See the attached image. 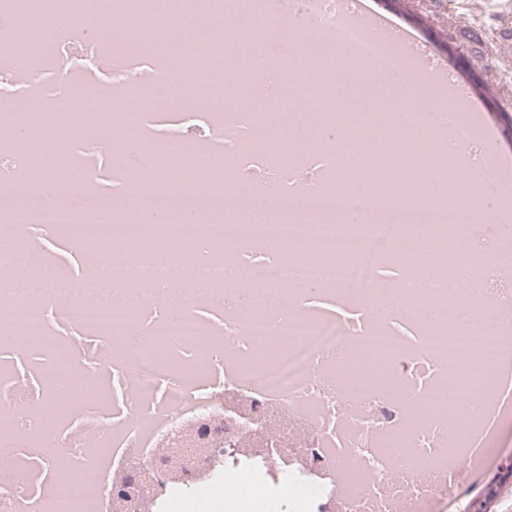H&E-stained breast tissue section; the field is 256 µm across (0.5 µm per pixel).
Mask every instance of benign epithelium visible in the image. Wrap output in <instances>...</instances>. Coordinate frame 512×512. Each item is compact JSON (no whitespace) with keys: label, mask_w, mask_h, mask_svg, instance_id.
<instances>
[{"label":"benign epithelium","mask_w":512,"mask_h":512,"mask_svg":"<svg viewBox=\"0 0 512 512\" xmlns=\"http://www.w3.org/2000/svg\"><path fill=\"white\" fill-rule=\"evenodd\" d=\"M206 432L205 427L199 429L187 425L164 440L157 461L134 463L113 487L117 493V512H150L152 502L165 482L197 477V461L206 441L202 434Z\"/></svg>","instance_id":"obj_1"}]
</instances>
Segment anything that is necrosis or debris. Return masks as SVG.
Masks as SVG:
<instances>
[{
    "label": "necrosis or debris",
    "mask_w": 512,
    "mask_h": 512,
    "mask_svg": "<svg viewBox=\"0 0 512 512\" xmlns=\"http://www.w3.org/2000/svg\"><path fill=\"white\" fill-rule=\"evenodd\" d=\"M189 4L190 22L160 13L147 30L119 4L50 0L43 48L18 66L0 55V512H112L114 476L188 423L221 445L152 512H444L512 399L497 287L512 281V160L485 157L497 192L480 208L401 204L367 181L336 197L353 137L438 160L485 128L420 91L433 66L410 67L418 46L389 48L352 0ZM226 20L254 61L241 100L210 94L238 83L214 31ZM118 32L136 53H110ZM138 87L148 103L104 127L100 109ZM31 108L80 115L78 134H56L73 168L44 185L26 178ZM287 139L299 148L270 150ZM175 148L208 152L230 183L137 191ZM480 222L489 244L448 271L439 256ZM183 237L193 256L131 252ZM99 238L110 250L72 274L64 255ZM262 429L278 453H243Z\"/></svg>",
    "instance_id": "1"
}]
</instances>
